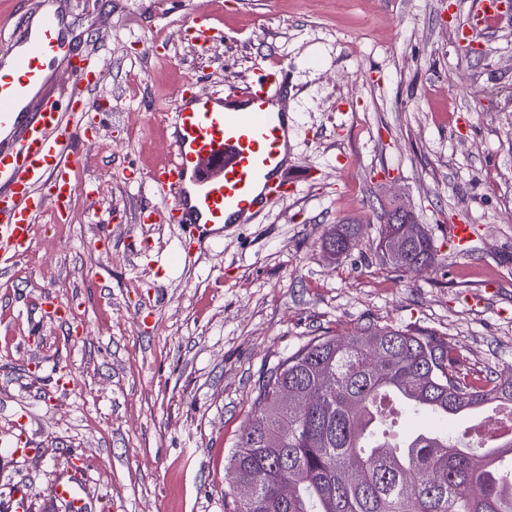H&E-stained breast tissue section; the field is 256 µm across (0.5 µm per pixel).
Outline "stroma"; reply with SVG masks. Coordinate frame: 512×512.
Wrapping results in <instances>:
<instances>
[{"instance_id": "35a3bbf8", "label": "stroma", "mask_w": 512, "mask_h": 512, "mask_svg": "<svg viewBox=\"0 0 512 512\" xmlns=\"http://www.w3.org/2000/svg\"><path fill=\"white\" fill-rule=\"evenodd\" d=\"M148 2L62 0L73 43L106 70L103 113L68 223L45 199L30 249L0 268V442L29 447L0 455V512L20 487L29 512H68L54 490L73 475L87 512H231L251 390L318 336L390 323L450 341L469 377L512 366V19L473 57L458 23L476 0H167L160 16ZM203 6L217 29L204 49ZM278 61L307 177L203 243L137 223L161 202L144 173L172 88H242ZM392 201L430 234L434 269L376 252ZM460 220L475 230L465 254L447 245ZM333 224L364 227L336 262L321 247Z\"/></svg>"}]
</instances>
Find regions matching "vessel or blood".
Wrapping results in <instances>:
<instances>
[{
  "label": "vessel or blood",
  "mask_w": 512,
  "mask_h": 512,
  "mask_svg": "<svg viewBox=\"0 0 512 512\" xmlns=\"http://www.w3.org/2000/svg\"><path fill=\"white\" fill-rule=\"evenodd\" d=\"M34 0L0 41V260L24 255L34 214L52 198L60 220L79 189L75 170L91 154L85 122L96 120L100 72L74 50L63 13ZM512 13V0H478L462 38L490 32ZM285 65L261 68L242 90L202 93L178 85L164 115L165 151L146 178L163 203L141 223L173 221L205 240L250 224L281 195L296 157L293 124L281 97Z\"/></svg>",
  "instance_id": "obj_1"
}]
</instances>
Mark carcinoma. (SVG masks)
I'll use <instances>...</instances> for the list:
<instances>
[{
	"label": "carcinoma",
	"instance_id": "carcinoma-1",
	"mask_svg": "<svg viewBox=\"0 0 512 512\" xmlns=\"http://www.w3.org/2000/svg\"><path fill=\"white\" fill-rule=\"evenodd\" d=\"M399 230L385 224L376 241L387 263L435 265L424 231L396 262ZM360 238L359 225L336 224L322 242L343 256ZM499 402L512 403V369L474 384L434 333L373 323L319 336L252 390L253 418L230 456L252 496L232 489L233 512H512V495L484 478L497 452L467 451L470 429L448 428L449 417Z\"/></svg>",
	"mask_w": 512,
	"mask_h": 512
}]
</instances>
